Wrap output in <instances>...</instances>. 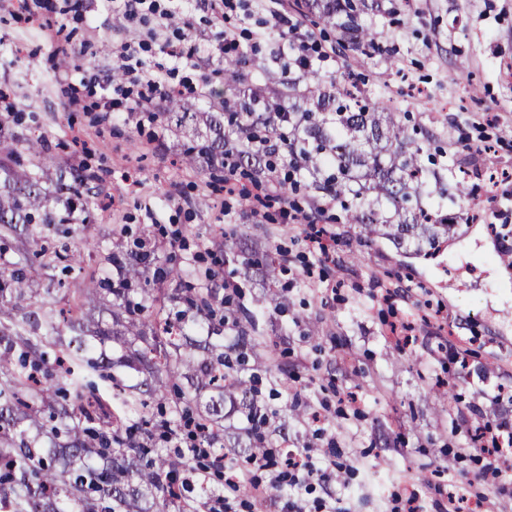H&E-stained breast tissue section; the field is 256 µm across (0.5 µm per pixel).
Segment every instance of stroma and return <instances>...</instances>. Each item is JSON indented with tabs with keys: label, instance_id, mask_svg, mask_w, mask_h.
<instances>
[{
	"label": "stroma",
	"instance_id": "35a3bbf8",
	"mask_svg": "<svg viewBox=\"0 0 512 512\" xmlns=\"http://www.w3.org/2000/svg\"><path fill=\"white\" fill-rule=\"evenodd\" d=\"M388 13L372 21L385 51L355 52L358 88L370 102L402 116L422 163L467 171L479 219L449 205L454 226L435 249L394 246L347 223L339 202L318 224L336 235V260L324 263L309 228L287 224L277 209L253 214L224 191L204 163L186 165L188 139L166 120L144 130L121 116L68 104L81 71L112 69V48L132 36L104 0H76L70 11L29 19L16 0H0V139L23 151L41 137L56 165L95 173L92 222L85 239L57 224H31L23 235L49 249L80 250L71 270L32 264V286L54 308L72 303L88 278H112L111 254L150 249L174 254L237 285L240 305L258 311L261 368L287 365L285 385L262 386L258 404L280 408L284 451L311 449L329 481L316 497L338 498L341 512H392L408 487L425 512H443L451 486L483 499L484 512H512V477L490 486L473 434L485 423L512 428V180L483 191L490 171L512 173V0H383ZM312 33L326 92H335L345 66L337 33L302 17L295 0L275 9ZM269 11L241 28L246 81L229 87L222 62H207L197 82L223 87L228 108L252 93L275 99L298 77L283 52ZM158 142H149L150 133ZM246 236L253 249L284 267L262 282L213 248L219 237Z\"/></svg>",
	"mask_w": 512,
	"mask_h": 512
}]
</instances>
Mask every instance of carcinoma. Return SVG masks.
Returning a JSON list of instances; mask_svg holds the SVG:
<instances>
[{
	"instance_id": "cac0c4a2",
	"label": "carcinoma",
	"mask_w": 512,
	"mask_h": 512,
	"mask_svg": "<svg viewBox=\"0 0 512 512\" xmlns=\"http://www.w3.org/2000/svg\"><path fill=\"white\" fill-rule=\"evenodd\" d=\"M309 13L336 28L339 50L348 47L377 51L364 16L380 11L379 0H304ZM246 55L224 60V75L244 77ZM320 74L310 67L288 83L294 100L288 124L296 134L288 156H301L305 167L336 168V175L313 182V189L339 199L357 200L350 223L367 234L376 226L386 236L416 249L433 247L448 231V216L409 211L405 204L431 195L438 176L424 170L420 148L410 147L407 130L392 112L362 103L347 85L340 94L350 104L337 107L333 117L311 121L312 109L324 110L331 96L319 90ZM175 130L192 138L186 162L201 159L212 169L224 168V113L205 117L170 100ZM26 150L41 157L29 167L0 162V234H18V225L69 224L80 176L58 171L55 199L60 212L42 191V174L53 158L42 140H30ZM29 249L18 250L11 268L0 272V512H197L186 482L174 491L171 473L191 466L182 454L147 458L154 439L151 400L174 392L170 416L160 421L163 433L178 430L186 414L200 419L206 434L200 443L222 444L227 454L240 447V437L224 443L225 403L239 406L249 427L243 434L251 454L277 447L273 435L261 431L251 388L239 376L245 370L247 349L256 332L257 313L239 309L233 332L215 323L217 289L183 288L169 296L184 307L176 321L149 328L143 315L146 302L160 297L148 287L170 270L149 249L128 257L112 256L118 280L109 289L112 329L91 328L80 306L40 315L32 310ZM72 335H65V331ZM101 341L112 340L126 354L110 362L96 355L86 332Z\"/></svg>"
}]
</instances>
